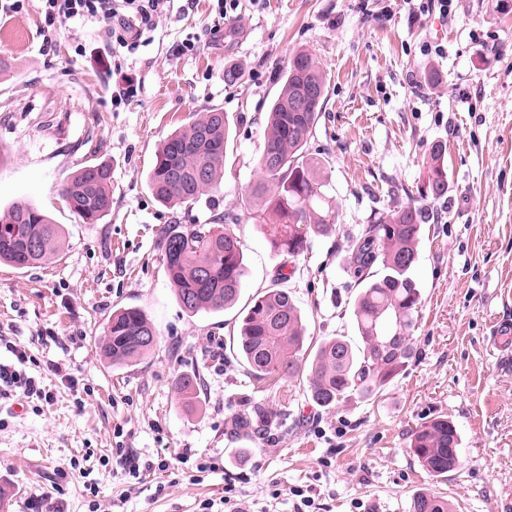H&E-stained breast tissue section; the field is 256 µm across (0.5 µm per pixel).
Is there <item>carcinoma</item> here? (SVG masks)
I'll return each instance as SVG.
<instances>
[{
    "mask_svg": "<svg viewBox=\"0 0 512 512\" xmlns=\"http://www.w3.org/2000/svg\"><path fill=\"white\" fill-rule=\"evenodd\" d=\"M318 85L319 98L303 112L289 111L301 83ZM326 77L305 51L288 63L283 87L268 112L264 147L257 159L261 179L250 185L251 198L263 203L259 230L271 249L296 259L309 245V231L323 233L335 223L325 193L322 161L307 149L325 103ZM229 123L214 109L170 134L158 148L149 187L163 204H195L216 187L224 168ZM445 146L431 145L423 165L428 178L418 195L425 201L448 191ZM70 210L86 224L112 211V168L103 163L78 169L63 188ZM430 218L426 205L408 203L378 224L360 230L352 251L358 274L378 265L383 275L366 283L354 302L359 343L345 336L323 340L313 357L304 359L305 325L288 289V275L278 272L274 287L255 297L243 318L236 349L247 370L258 379L308 372L311 400L330 408L350 394L383 390L411 358L410 341L417 324L421 294L412 276L422 225ZM63 243V231L34 204L16 201L0 210V263L27 268L47 261ZM161 260L171 288L189 314L219 312L238 300L246 276L241 239L222 224H167L161 236ZM158 333L138 307L112 313L104 332L103 351L114 364L142 357ZM236 438H250L257 426L248 412L228 420ZM409 448L434 477L460 465L459 435L452 421L436 417L412 431ZM410 512H452L442 496L421 491Z\"/></svg>",
    "mask_w": 512,
    "mask_h": 512,
    "instance_id": "obj_1",
    "label": "carcinoma"
}]
</instances>
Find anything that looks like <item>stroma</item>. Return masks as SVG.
I'll return each mask as SVG.
<instances>
[{"label": "stroma", "mask_w": 512, "mask_h": 512, "mask_svg": "<svg viewBox=\"0 0 512 512\" xmlns=\"http://www.w3.org/2000/svg\"><path fill=\"white\" fill-rule=\"evenodd\" d=\"M136 52L113 58L107 28L46 31L37 0L0 15V207L26 200L64 230L49 261L0 264V364L22 366L51 400L0 395V492L8 512H409L429 490L456 512H512V362L493 345L512 319V0H178ZM193 51L181 53L185 40ZM83 45L76 54L75 45ZM327 75L308 150L325 161L336 223L290 261L270 250L242 199L260 179L267 113L294 53ZM242 79L224 83V67ZM140 85L116 106L122 78ZM221 109L224 177L210 199L167 207L147 185L161 141ZM445 144L448 192L429 202L414 278V355L372 396L317 406L306 377L255 379L232 349L243 307L282 265L307 334L356 337L363 286L350 245L365 224L417 198L423 159ZM112 168V211L83 223L61 195L80 167ZM236 217L247 275L238 305L188 315L160 261L165 225ZM138 306L158 343L126 366L101 348L112 311ZM25 350L18 364L13 348ZM198 374L193 395L176 380ZM257 412L246 446L226 431ZM460 435L457 470L430 476L408 448L437 416ZM139 463L131 476L120 456ZM166 469H158L160 460ZM214 471L198 472L199 464Z\"/></svg>", "instance_id": "35a3bbf8"}]
</instances>
